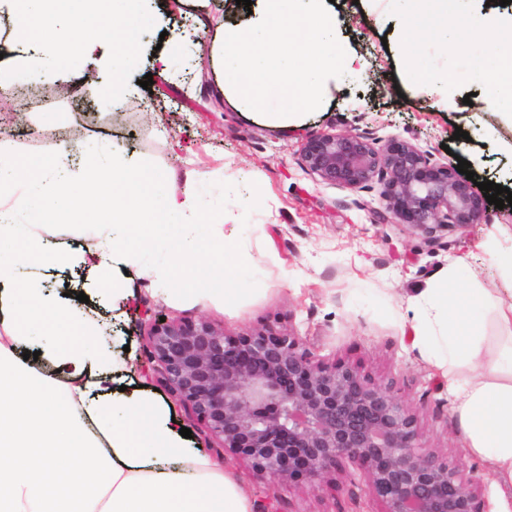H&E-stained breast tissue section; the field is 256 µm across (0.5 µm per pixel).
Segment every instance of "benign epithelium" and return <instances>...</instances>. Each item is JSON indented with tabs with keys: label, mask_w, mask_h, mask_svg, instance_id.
<instances>
[{
	"label": "benign epithelium",
	"mask_w": 512,
	"mask_h": 512,
	"mask_svg": "<svg viewBox=\"0 0 512 512\" xmlns=\"http://www.w3.org/2000/svg\"><path fill=\"white\" fill-rule=\"evenodd\" d=\"M303 162L345 188L380 181L387 212L437 244L486 210L483 194L454 166L408 142L378 147L356 134L323 132L307 140ZM144 327L147 359L172 395L269 487L322 490L347 460L382 512H480V479L426 448L411 407L358 366L326 365L301 337L272 328L228 335L203 318L155 315Z\"/></svg>",
	"instance_id": "obj_1"
}]
</instances>
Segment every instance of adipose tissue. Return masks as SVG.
<instances>
[{"mask_svg": "<svg viewBox=\"0 0 512 512\" xmlns=\"http://www.w3.org/2000/svg\"><path fill=\"white\" fill-rule=\"evenodd\" d=\"M20 20L18 47L0 66V91L23 78L93 65L112 78L106 92L120 97L123 77L139 62L150 24L144 0H10ZM252 12L214 37L210 65L216 83L240 111L273 126L320 110L340 77L356 71V54L338 34L331 0H255ZM111 27L118 51L107 53L99 32ZM112 192L107 212L92 217L97 245L88 259L103 280L133 262V250L162 248L164 262L141 274L186 284L187 296L231 304L237 270L228 239L206 240L204 215L192 188L177 193L153 170L131 166L120 153L108 164H72L66 150L50 158L0 161V512H254L235 473L190 447L171 410L113 385L119 362L99 348L96 328L75 305L46 294L36 270L66 265V251L49 253L50 217L71 212L88 191ZM213 253L210 265L193 257ZM441 328L415 336L429 357L445 351L466 367L450 378L453 410L470 452L512 487V342L492 368L483 365L478 330L488 312L512 324L485 288L440 285L422 294ZM38 347L39 360L24 359ZM79 473L95 486L80 504L53 479Z\"/></svg>", "mask_w": 512, "mask_h": 512, "instance_id": "1", "label": "adipose tissue"}]
</instances>
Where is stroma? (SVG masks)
<instances>
[{
	"label": "stroma",
	"mask_w": 512,
	"mask_h": 512,
	"mask_svg": "<svg viewBox=\"0 0 512 512\" xmlns=\"http://www.w3.org/2000/svg\"><path fill=\"white\" fill-rule=\"evenodd\" d=\"M339 3L342 33L361 59L360 70L345 79L321 111L303 114L298 123L272 127L237 111L219 91L209 49L234 4L206 0L201 8L172 11L164 5L154 13L141 66L153 77L151 89L132 76L128 94L107 101L100 82H85L79 71L33 82L39 104L0 112V150L36 159L61 144L98 156L117 148L127 159L160 171L167 189L178 193L187 185V173L196 171L204 176L205 212L224 214L223 223L208 224L207 237L221 239L230 223H238L234 247L243 279L230 307L183 296L180 281L162 288L132 271L112 284L79 260L64 277L46 281L52 294L86 290L105 295V302H90L88 308L111 329L109 345L130 348L119 380L169 405L181 425L191 429L192 447L215 453L203 423L174 402L160 374L143 363L142 308L184 321L204 318L229 334L268 326L290 329L309 339L316 358L357 364L412 408L425 446L447 453L463 475L481 476L480 505L483 512H493L500 497L512 498V488L495 484L487 463L466 449L448 395V376L461 368L434 367L413 338L437 330L418 302L421 291L452 273L489 289L502 306L512 305V269L500 262L512 253V206H488L477 223L450 231L441 246L409 225L381 220L386 207L382 183L356 189L325 183L305 169L302 149L310 137L328 131L395 138L429 151L440 163L459 156L471 163L476 181L505 186L512 182V128L489 109L446 108L434 87L399 86L402 27L363 2ZM161 42L183 52L182 61L166 70L152 55ZM63 82L74 91L59 100L55 90ZM458 128L465 138L454 139ZM116 286L135 293L138 310L108 303ZM221 464L242 479L257 503L275 497L282 512L382 509L347 462L337 470V490L326 494L306 485L269 488L230 454Z\"/></svg>",
	"instance_id": "obj_1"
}]
</instances>
